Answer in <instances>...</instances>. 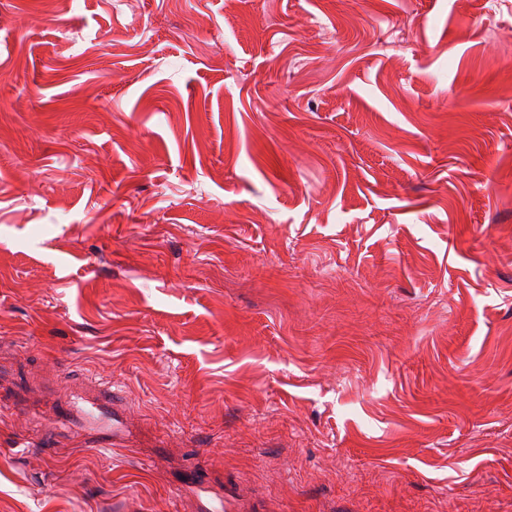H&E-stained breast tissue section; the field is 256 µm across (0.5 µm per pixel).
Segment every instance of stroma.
<instances>
[{
	"label": "stroma",
	"mask_w": 512,
	"mask_h": 512,
	"mask_svg": "<svg viewBox=\"0 0 512 512\" xmlns=\"http://www.w3.org/2000/svg\"><path fill=\"white\" fill-rule=\"evenodd\" d=\"M5 393L0 512H512V0H0Z\"/></svg>",
	"instance_id": "obj_1"
}]
</instances>
